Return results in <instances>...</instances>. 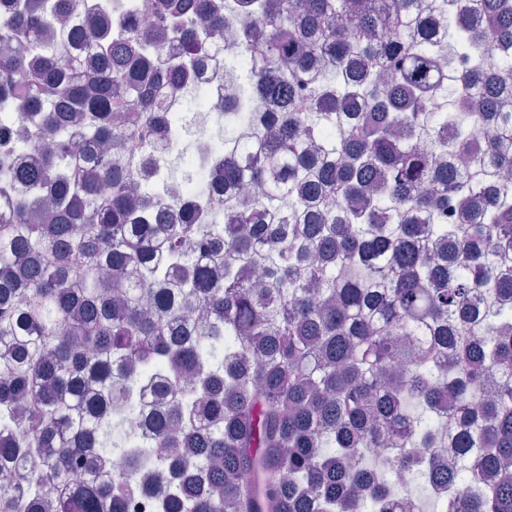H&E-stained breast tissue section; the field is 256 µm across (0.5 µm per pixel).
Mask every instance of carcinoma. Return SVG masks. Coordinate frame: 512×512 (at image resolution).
<instances>
[{
  "mask_svg": "<svg viewBox=\"0 0 512 512\" xmlns=\"http://www.w3.org/2000/svg\"><path fill=\"white\" fill-rule=\"evenodd\" d=\"M77 2L0 0V512H117L143 452L163 512H403L395 470L512 512V0H236L208 125L153 93L224 0ZM148 133L199 198L224 137V208L157 214L154 161H106ZM193 151L199 167L209 170L212 179L217 183H222L224 168L222 162L219 161L221 155L215 151L211 141L207 138L197 139L194 143ZM219 177L221 179L217 181L216 179Z\"/></svg>",
  "mask_w": 512,
  "mask_h": 512,
  "instance_id": "1",
  "label": "carcinoma"
}]
</instances>
